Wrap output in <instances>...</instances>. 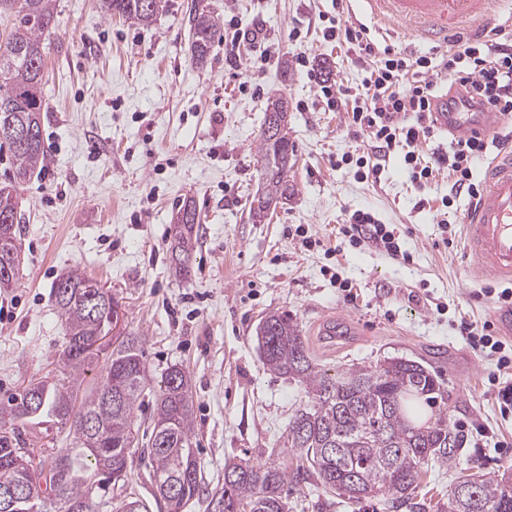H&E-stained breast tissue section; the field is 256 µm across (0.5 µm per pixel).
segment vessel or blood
<instances>
[{"label":"vessel or blood","instance_id":"b4317fda","mask_svg":"<svg viewBox=\"0 0 512 512\" xmlns=\"http://www.w3.org/2000/svg\"><path fill=\"white\" fill-rule=\"evenodd\" d=\"M496 0H368L381 21L402 24L432 42L447 43L460 30L487 33L494 23ZM441 108V132L462 138L472 131L494 133L499 116L494 112H467L461 106ZM485 189L471 205L464 226L468 255L482 275L501 284H512V140L499 145L483 164Z\"/></svg>","mask_w":512,"mask_h":512}]
</instances>
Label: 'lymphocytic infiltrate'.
<instances>
[{
	"label": "lymphocytic infiltrate",
	"instance_id": "1",
	"mask_svg": "<svg viewBox=\"0 0 512 512\" xmlns=\"http://www.w3.org/2000/svg\"><path fill=\"white\" fill-rule=\"evenodd\" d=\"M326 36L348 45L368 65L348 114L350 127L366 137V147L355 162L356 178H379L387 157L398 150L414 183L427 184L444 167L452 171V185L441 200L444 208L463 197L476 198L482 191L476 167L493 151V139L475 131L449 141L447 150L433 152L427 159L417 152L416 144L434 133L432 114L438 108L443 81L469 111L512 117V35L501 32L489 40L461 39L456 47L434 57L378 46L364 25L338 17L331 18ZM342 233L352 247L371 246L394 259L403 255L394 228L372 212L354 211ZM459 332L477 354L496 357L499 367L512 366V347L498 339L492 322L464 321Z\"/></svg>",
	"mask_w": 512,
	"mask_h": 512
}]
</instances>
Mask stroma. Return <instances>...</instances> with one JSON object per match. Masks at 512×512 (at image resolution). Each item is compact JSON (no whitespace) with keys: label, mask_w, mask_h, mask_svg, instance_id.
<instances>
[{"label":"stroma","mask_w":512,"mask_h":512,"mask_svg":"<svg viewBox=\"0 0 512 512\" xmlns=\"http://www.w3.org/2000/svg\"><path fill=\"white\" fill-rule=\"evenodd\" d=\"M209 2L224 27L199 65L190 53L192 0H167L148 26L106 15L101 0H56L43 76L46 158L19 192L18 282L0 293L8 311L0 321V399L53 369L65 331L51 287L77 269L120 299L127 331L144 340L152 381L175 364L189 372L206 488L222 486L229 459L290 472L299 460L287 426L308 398L303 385L262 363L256 328L271 311L293 317L329 372L404 357L433 374L444 396L427 414L444 411L463 443L456 461L429 463L417 489L425 500L447 496L460 470L490 477L512 469V418L501 415L489 383L495 374L511 382L512 373L474 353L457 331L463 320H493L497 307L480 296L490 282L464 252L469 199L442 210L447 171L417 185L397 153L380 181L355 178L341 161L364 145L347 126L353 100L327 108L306 75L313 69L360 87L365 66L324 36L326 18L338 13L367 26L375 41L417 55L439 44L373 19L365 0ZM233 17L269 38L268 55L244 41L237 65H227ZM275 96L288 101L296 156L287 199L256 219L249 200L260 185L259 136ZM189 199L201 222L191 272L179 277L172 229ZM358 209L394 225L408 260L368 247L336 251L341 224ZM299 226L312 247L296 236ZM333 268L351 282V295L338 290ZM331 321L329 338L322 329ZM147 443L140 437L130 482L112 498L130 490L150 500L151 512H165L152 498ZM283 495L288 512H387L384 502L355 505L312 482L287 481Z\"/></svg>","instance_id":"35a3bbf8"}]
</instances>
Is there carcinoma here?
<instances>
[{"label": "carcinoma", "instance_id": "obj_1", "mask_svg": "<svg viewBox=\"0 0 512 512\" xmlns=\"http://www.w3.org/2000/svg\"><path fill=\"white\" fill-rule=\"evenodd\" d=\"M106 13L148 26L164 0H103ZM54 0H0V12L16 15V24L0 43V125L9 119L36 129L35 141L19 147L0 139L12 157V175L0 183V259L20 266L17 245L18 190L44 163L42 76L44 44L54 23ZM220 31V20L201 0L190 13L191 57L203 65ZM266 112L273 114L280 134L260 137L263 189L251 201L259 216L288 192V171L295 157L288 139V101L274 97ZM172 260L181 276L191 272L200 215L186 201L174 218ZM57 312L65 325L66 342L54 370L32 380L22 392L0 402V488L23 485L28 496L10 512H49L51 495L79 506L80 512L112 508L114 474L128 480L139 428L134 410L148 388L143 340L116 335L107 354L90 350L92 343L121 322L124 308L112 291L74 270L52 285ZM263 365L274 374L304 385L311 404L298 410L288 425V444L305 463L296 468V483L314 478L317 485L352 503L380 497L390 509L408 512H512V480L470 478L469 494L448 491L431 506L417 499L422 468L430 460L448 463L461 447L456 431L443 416L430 423L411 419L409 397L429 402L443 398L440 385L420 362L387 358L372 365H350L335 375L311 358L298 325L286 314L269 312L257 327ZM101 366V381L81 395L83 375ZM71 423L73 448H37L25 432L41 433L49 424ZM194 406L190 378L173 365L154 395L149 465L156 498L166 512H183L204 493L193 448ZM235 473L230 483L208 494L229 503L228 512H286L283 486L286 471L276 464H224Z\"/></svg>", "mask_w": 512, "mask_h": 512}]
</instances>
